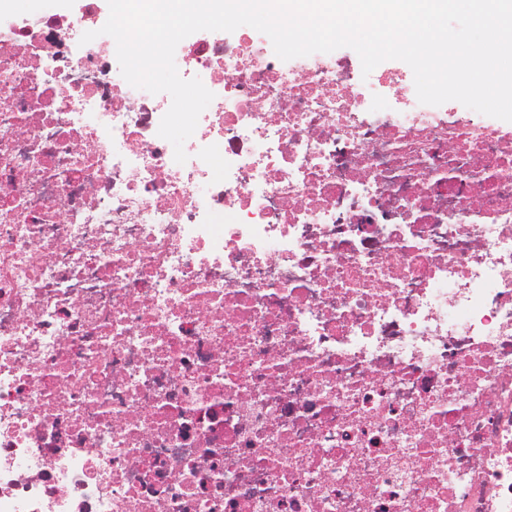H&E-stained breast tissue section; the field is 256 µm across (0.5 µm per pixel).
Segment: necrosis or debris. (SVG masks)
Here are the masks:
<instances>
[{
    "label": "necrosis or debris",
    "mask_w": 512,
    "mask_h": 512,
    "mask_svg": "<svg viewBox=\"0 0 512 512\" xmlns=\"http://www.w3.org/2000/svg\"><path fill=\"white\" fill-rule=\"evenodd\" d=\"M0 24V512H512V133L395 70Z\"/></svg>",
    "instance_id": "necrosis-or-debris-1"
}]
</instances>
